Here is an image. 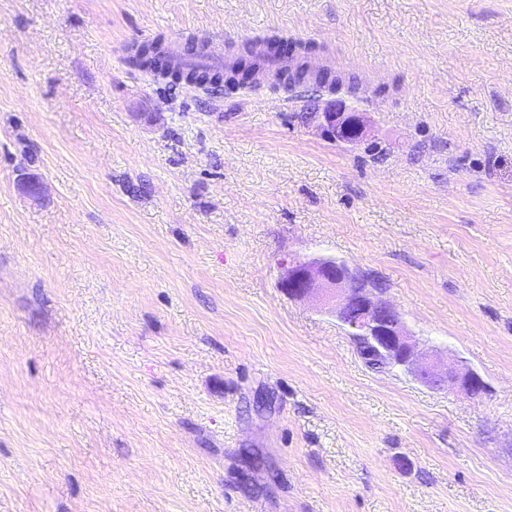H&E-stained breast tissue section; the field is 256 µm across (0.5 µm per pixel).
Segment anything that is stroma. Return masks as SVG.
Segmentation results:
<instances>
[{
	"mask_svg": "<svg viewBox=\"0 0 512 512\" xmlns=\"http://www.w3.org/2000/svg\"><path fill=\"white\" fill-rule=\"evenodd\" d=\"M202 35L309 45L362 140L128 61ZM285 256L487 395L368 367ZM0 512H512V0H0Z\"/></svg>",
	"mask_w": 512,
	"mask_h": 512,
	"instance_id": "obj_1",
	"label": "stroma"
}]
</instances>
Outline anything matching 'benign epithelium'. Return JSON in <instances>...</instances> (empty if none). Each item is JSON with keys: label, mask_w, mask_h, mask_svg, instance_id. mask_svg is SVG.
<instances>
[{"label": "benign epithelium", "mask_w": 512, "mask_h": 512, "mask_svg": "<svg viewBox=\"0 0 512 512\" xmlns=\"http://www.w3.org/2000/svg\"><path fill=\"white\" fill-rule=\"evenodd\" d=\"M311 107L314 117L335 128L344 141L363 136L365 125L359 115L320 112L315 98ZM281 267L280 288L288 297L331 307L347 334L357 345L374 349L384 367L399 368L431 388L446 387L469 399L487 393L485 382L473 369L463 364L443 368L432 352L420 349L421 340L407 328L397 308L381 299L380 290L367 285L346 261L284 259Z\"/></svg>", "instance_id": "1"}]
</instances>
